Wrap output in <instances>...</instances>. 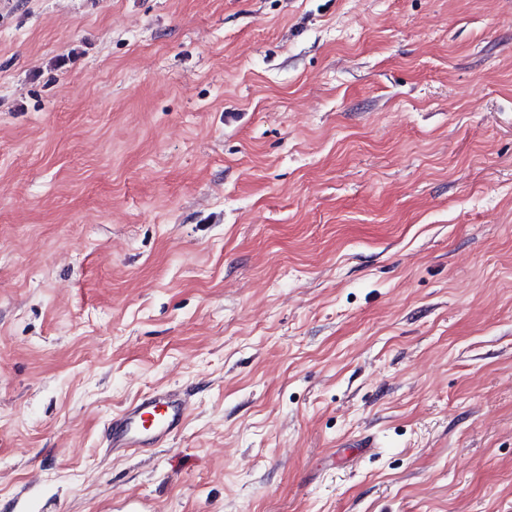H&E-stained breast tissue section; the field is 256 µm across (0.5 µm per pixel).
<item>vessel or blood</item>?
<instances>
[{"instance_id": "b4317fda", "label": "vessel or blood", "mask_w": 512, "mask_h": 512, "mask_svg": "<svg viewBox=\"0 0 512 512\" xmlns=\"http://www.w3.org/2000/svg\"><path fill=\"white\" fill-rule=\"evenodd\" d=\"M189 405L178 394L155 391L137 398L113 416L110 446L134 450L163 446L182 428Z\"/></svg>"}]
</instances>
